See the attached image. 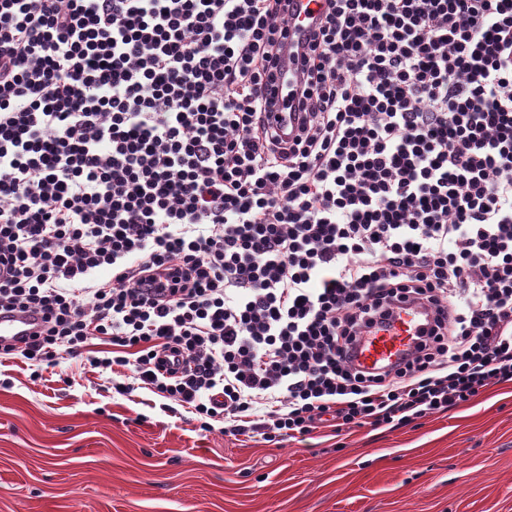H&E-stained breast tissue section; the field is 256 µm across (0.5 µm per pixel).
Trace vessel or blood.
<instances>
[{
  "mask_svg": "<svg viewBox=\"0 0 512 512\" xmlns=\"http://www.w3.org/2000/svg\"><path fill=\"white\" fill-rule=\"evenodd\" d=\"M325 9L324 0H290L288 11L299 14L301 26L290 27L291 40H306L317 27ZM431 319L429 310L417 304H405L396 310L393 324L366 337L353 352L354 363L366 370H387L397 365L415 346L419 336ZM36 321L28 316L0 315V339L16 341L30 336Z\"/></svg>",
  "mask_w": 512,
  "mask_h": 512,
  "instance_id": "b4317fda",
  "label": "vessel or blood"
}]
</instances>
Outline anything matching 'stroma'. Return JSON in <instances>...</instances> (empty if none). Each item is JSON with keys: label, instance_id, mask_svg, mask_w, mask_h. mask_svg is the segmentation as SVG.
<instances>
[{"label": "stroma", "instance_id": "stroma-1", "mask_svg": "<svg viewBox=\"0 0 512 512\" xmlns=\"http://www.w3.org/2000/svg\"><path fill=\"white\" fill-rule=\"evenodd\" d=\"M0 356V512H512V383L396 430L200 434L62 356Z\"/></svg>", "mask_w": 512, "mask_h": 512}]
</instances>
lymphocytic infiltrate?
<instances>
[{
    "instance_id": "f902f5d3",
    "label": "lymphocytic infiltrate",
    "mask_w": 512,
    "mask_h": 512,
    "mask_svg": "<svg viewBox=\"0 0 512 512\" xmlns=\"http://www.w3.org/2000/svg\"><path fill=\"white\" fill-rule=\"evenodd\" d=\"M326 2L284 143L288 0H0V314L42 320L1 354L98 342L115 392L275 443L512 382V0ZM403 300L430 327L358 369Z\"/></svg>"
}]
</instances>
